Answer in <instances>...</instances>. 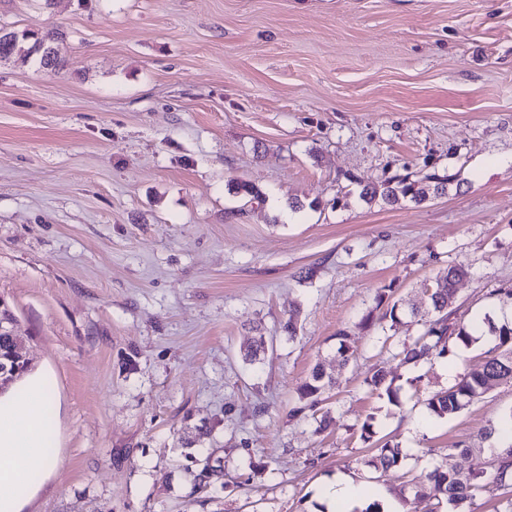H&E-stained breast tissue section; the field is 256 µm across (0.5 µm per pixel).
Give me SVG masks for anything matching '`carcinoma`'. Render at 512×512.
<instances>
[{
  "instance_id": "cac0c4a2",
  "label": "carcinoma",
  "mask_w": 512,
  "mask_h": 512,
  "mask_svg": "<svg viewBox=\"0 0 512 512\" xmlns=\"http://www.w3.org/2000/svg\"><path fill=\"white\" fill-rule=\"evenodd\" d=\"M54 41L52 30L19 34L0 29V61L19 55L26 59L35 58L41 67L55 70L60 57L53 46ZM455 181L454 175L436 173L425 176L422 181L395 175L377 187L364 189L361 197L369 201L379 197L390 204L408 199L419 204L426 200L428 190L442 195ZM467 275L468 269L464 265H451L436 279L425 306L407 311L396 301L385 312L394 323L407 314L422 326L421 334L413 342L403 344L397 352L403 362L415 366L443 358L460 345L468 347L483 336L493 337L494 346L486 352L479 367L458 375L448 388L427 398L428 410L438 418L460 413L496 385L512 384V322L499 324L489 314L482 321L471 324L454 317L456 284ZM336 339V358L338 366L342 367L354 357L355 351L346 342V331H338ZM332 384L334 377L327 374L324 365L318 364L300 387V400L306 407L314 408ZM450 452L457 457L456 466L447 471L434 469L426 473L421 481L413 484L411 496L400 490L401 499L410 505L409 512H437L442 504L448 506V512H473L476 500L486 495L504 502L503 512H512V443L500 449L489 448V465L481 469L468 464L472 449L457 446ZM401 459L400 449L385 442L373 448L366 465L387 470L398 466Z\"/></svg>"
}]
</instances>
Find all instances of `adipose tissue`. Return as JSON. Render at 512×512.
Wrapping results in <instances>:
<instances>
[{"label": "adipose tissue", "mask_w": 512, "mask_h": 512, "mask_svg": "<svg viewBox=\"0 0 512 512\" xmlns=\"http://www.w3.org/2000/svg\"><path fill=\"white\" fill-rule=\"evenodd\" d=\"M52 404L40 378L0 398V512H21L37 478L58 464L57 453L48 449L52 428L47 409Z\"/></svg>", "instance_id": "adipose-tissue-1"}]
</instances>
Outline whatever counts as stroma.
Wrapping results in <instances>:
<instances>
[{
    "mask_svg": "<svg viewBox=\"0 0 512 512\" xmlns=\"http://www.w3.org/2000/svg\"><path fill=\"white\" fill-rule=\"evenodd\" d=\"M0 27L64 35L57 70L0 61V299L60 456L23 512H316L340 479L390 512L451 447L484 467L512 386L425 400L488 340L401 363L421 327L376 296L422 305L457 263L458 317L512 289V0H0ZM434 172L423 203L360 197ZM366 421L399 467L366 466ZM327 378V380H325ZM332 375H328L323 364H317L311 371L308 379L299 389V397L305 407L314 408L321 402L325 389L337 382Z\"/></svg>",
    "mask_w": 512,
    "mask_h": 512,
    "instance_id": "stroma-1",
    "label": "stroma"
}]
</instances>
